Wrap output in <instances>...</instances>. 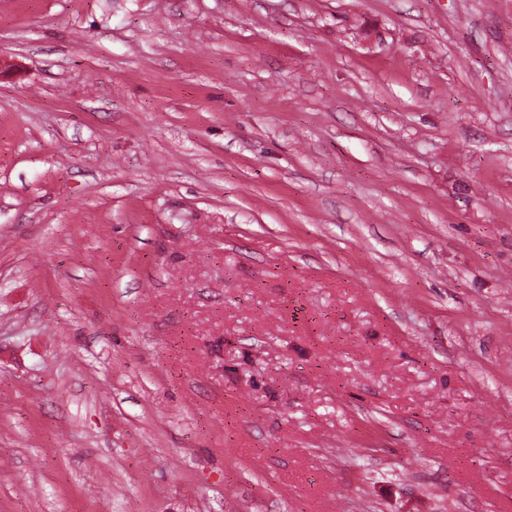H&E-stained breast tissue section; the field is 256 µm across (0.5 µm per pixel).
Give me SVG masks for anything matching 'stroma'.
Here are the masks:
<instances>
[{"mask_svg":"<svg viewBox=\"0 0 512 512\" xmlns=\"http://www.w3.org/2000/svg\"><path fill=\"white\" fill-rule=\"evenodd\" d=\"M512 0H0V512H512Z\"/></svg>","mask_w":512,"mask_h":512,"instance_id":"stroma-1","label":"stroma"}]
</instances>
